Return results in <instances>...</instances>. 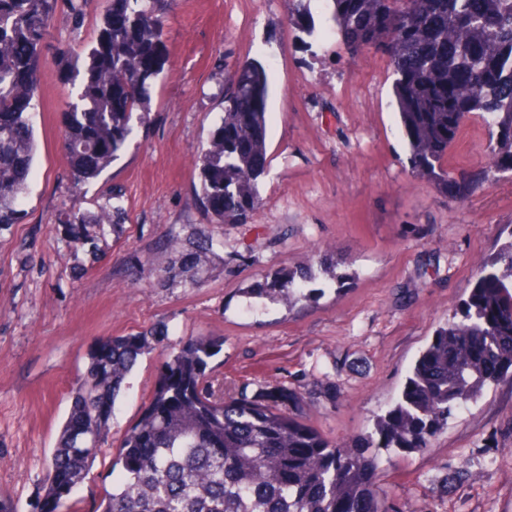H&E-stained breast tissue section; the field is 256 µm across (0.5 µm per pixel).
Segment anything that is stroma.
Instances as JSON below:
<instances>
[{"instance_id": "1", "label": "stroma", "mask_w": 512, "mask_h": 512, "mask_svg": "<svg viewBox=\"0 0 512 512\" xmlns=\"http://www.w3.org/2000/svg\"><path fill=\"white\" fill-rule=\"evenodd\" d=\"M289 0H175L150 119L121 158L74 184L60 149L62 114L78 91L59 43L86 53L100 33L64 15L42 49L34 116L40 152L17 224L0 231V493L36 512L72 385L93 342L151 330L168 346L220 336L219 373L235 392L282 382L327 438L371 426L400 391L435 331L474 285L512 225V179L461 200L414 177L391 105L387 57L349 54L311 0L314 35L289 21ZM269 77V165L245 224H216L195 193L194 154L221 112L238 62ZM491 138L475 115L449 148L453 175L485 162ZM123 187L129 220L81 270L61 229L73 199L96 212ZM208 238L194 271L172 268L169 236ZM333 257L349 289L290 308L247 290L283 268ZM161 358H141L117 401L108 439L73 495L75 512L112 485V460L151 395ZM395 512H512V384L489 390L420 452L392 455L379 474Z\"/></svg>"}]
</instances>
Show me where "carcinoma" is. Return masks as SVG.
I'll list each match as a JSON object with an SVG mask.
<instances>
[{"instance_id":"1","label":"carcinoma","mask_w":512,"mask_h":512,"mask_svg":"<svg viewBox=\"0 0 512 512\" xmlns=\"http://www.w3.org/2000/svg\"><path fill=\"white\" fill-rule=\"evenodd\" d=\"M88 51L77 101L63 112L61 151L77 182L120 159L146 123L164 60L172 0H111ZM308 35L311 0H290ZM341 45L389 58L392 97L412 174L465 199L512 173V0H322ZM92 0H0V228L18 222L37 151L31 112L40 96L42 47L57 12L82 22ZM460 34L448 42V26ZM473 82L469 98L454 88ZM266 68L246 60L224 86L222 112L196 152V192L217 224H244L259 204L268 166ZM496 130V164L457 179L446 156L464 118ZM122 190L87 217L69 213L68 237L91 245L127 220ZM308 267L256 285L249 297L309 301ZM161 337L99 338L51 455L40 512H66L140 356ZM224 342L189 336L162 361L152 395L123 436L120 476L94 512H390L377 483L381 452L422 450L460 408L489 387L512 384V231L477 273L468 299L415 360L394 404L356 441L324 438L305 419L301 395L283 383L230 394L213 362Z\"/></svg>"}]
</instances>
